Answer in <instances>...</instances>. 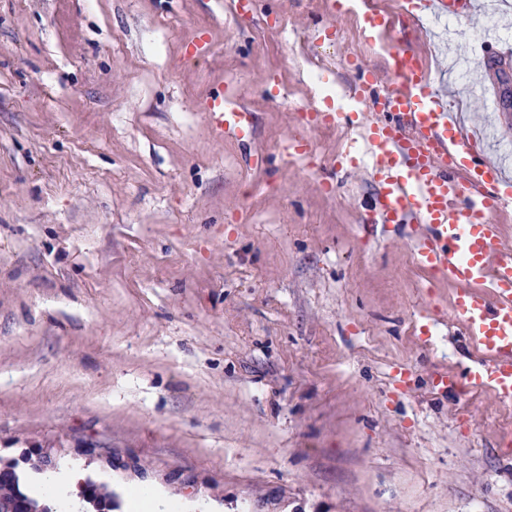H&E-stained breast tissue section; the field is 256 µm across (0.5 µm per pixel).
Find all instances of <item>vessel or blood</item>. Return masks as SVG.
Returning a JSON list of instances; mask_svg holds the SVG:
<instances>
[{"label": "vessel or blood", "instance_id": "1", "mask_svg": "<svg viewBox=\"0 0 512 512\" xmlns=\"http://www.w3.org/2000/svg\"><path fill=\"white\" fill-rule=\"evenodd\" d=\"M368 0L366 29L391 33L406 14ZM397 82L378 112L337 113L335 122L364 124L370 175L380 193L384 224H419L418 263L455 288L450 315L482 353L465 377L468 388H487L512 403V250L500 244L492 221L506 207L501 165L486 160L477 134L465 130L437 93L425 64L400 42L389 50ZM217 131L240 132L243 114L223 97L206 104Z\"/></svg>", "mask_w": 512, "mask_h": 512}]
</instances>
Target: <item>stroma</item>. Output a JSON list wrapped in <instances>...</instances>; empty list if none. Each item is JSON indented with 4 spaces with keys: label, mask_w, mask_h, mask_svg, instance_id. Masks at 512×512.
<instances>
[{
    "label": "stroma",
    "mask_w": 512,
    "mask_h": 512,
    "mask_svg": "<svg viewBox=\"0 0 512 512\" xmlns=\"http://www.w3.org/2000/svg\"><path fill=\"white\" fill-rule=\"evenodd\" d=\"M363 0H0V459L227 512H512V413L440 375L478 358L415 224H373L363 126L386 41ZM495 34L502 54L484 62ZM440 92L512 129V0L403 19ZM506 92L493 112L465 79ZM223 94L251 119L217 133ZM292 136L309 142L287 156ZM428 316L429 335L417 323Z\"/></svg>",
    "instance_id": "stroma-1"
}]
</instances>
